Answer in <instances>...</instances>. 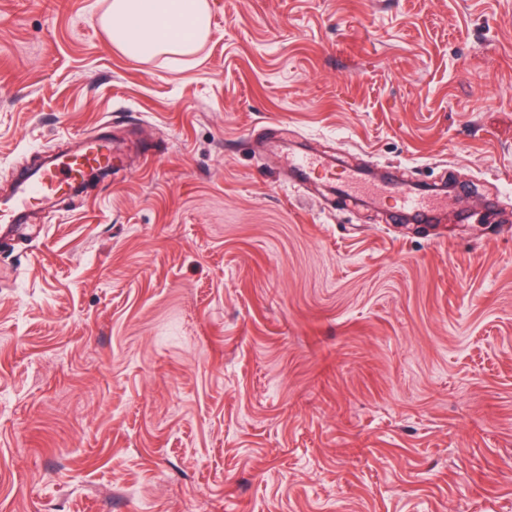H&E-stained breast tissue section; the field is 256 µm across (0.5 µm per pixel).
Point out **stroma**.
<instances>
[{
  "mask_svg": "<svg viewBox=\"0 0 512 512\" xmlns=\"http://www.w3.org/2000/svg\"><path fill=\"white\" fill-rule=\"evenodd\" d=\"M207 2L174 68L0 0V193L122 157L0 241V512H512V0ZM387 198L394 201L393 208L402 212H424L434 206L435 202L443 205L441 201L417 197L401 186H394Z\"/></svg>",
  "mask_w": 512,
  "mask_h": 512,
  "instance_id": "obj_1",
  "label": "stroma"
}]
</instances>
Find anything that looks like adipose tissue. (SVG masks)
Segmentation results:
<instances>
[{
  "label": "adipose tissue",
  "mask_w": 512,
  "mask_h": 512,
  "mask_svg": "<svg viewBox=\"0 0 512 512\" xmlns=\"http://www.w3.org/2000/svg\"><path fill=\"white\" fill-rule=\"evenodd\" d=\"M101 21L113 46L132 59L187 57L211 29L207 0H111Z\"/></svg>",
  "instance_id": "ef3b65f1"
}]
</instances>
